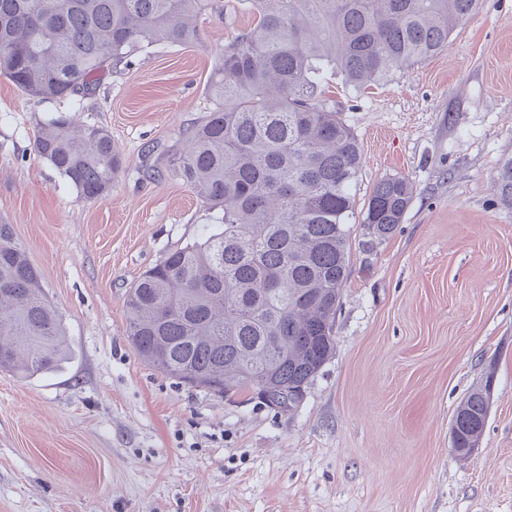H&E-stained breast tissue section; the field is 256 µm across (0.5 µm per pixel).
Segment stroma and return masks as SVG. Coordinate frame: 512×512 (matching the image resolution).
<instances>
[{
	"mask_svg": "<svg viewBox=\"0 0 512 512\" xmlns=\"http://www.w3.org/2000/svg\"><path fill=\"white\" fill-rule=\"evenodd\" d=\"M202 20V44L136 55L85 101L80 121L123 156L103 199L33 148L62 103L0 78V223L69 350L50 375L0 370V512H512V209L492 191L512 156V0H480L448 50L383 85L324 72L321 101L361 145L357 202L392 176L414 193L388 239L355 230L336 351L291 414L181 383L124 336L128 288L211 221L166 157L254 15L215 0ZM487 379L488 422L462 460L452 417Z\"/></svg>",
	"mask_w": 512,
	"mask_h": 512,
	"instance_id": "1",
	"label": "stroma"
}]
</instances>
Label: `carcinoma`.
Wrapping results in <instances>:
<instances>
[{"label": "carcinoma", "instance_id": "1", "mask_svg": "<svg viewBox=\"0 0 512 512\" xmlns=\"http://www.w3.org/2000/svg\"><path fill=\"white\" fill-rule=\"evenodd\" d=\"M213 0H0V77L40 102L67 101L33 147L86 200L112 192L123 165L109 131L79 124L107 73L158 46L201 40ZM256 23L224 47L206 83L213 104L168 167L216 213L126 295V336L145 363L218 395L257 397L269 375L294 413L335 350L333 318L350 263L357 137L318 99L324 70L358 91L448 47L479 0H246ZM495 184L512 208V157ZM413 198L404 176L378 182L361 221L385 240ZM65 332L13 226L0 224V370L56 371ZM458 405L451 431L479 443L488 386Z\"/></svg>", "mask_w": 512, "mask_h": 512}]
</instances>
